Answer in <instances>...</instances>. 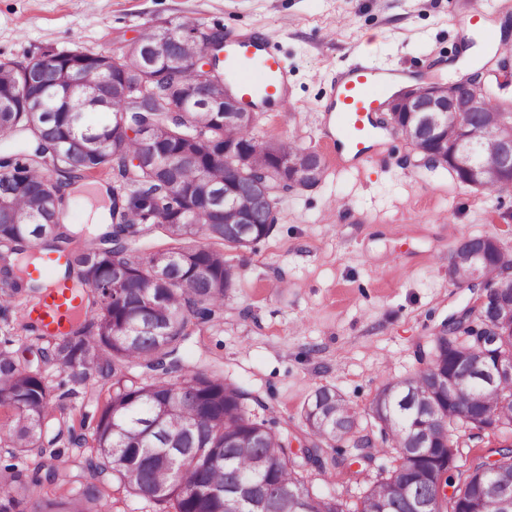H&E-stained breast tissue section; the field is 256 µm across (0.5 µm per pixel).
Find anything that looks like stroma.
Wrapping results in <instances>:
<instances>
[{"label": "stroma", "instance_id": "35a3bbf8", "mask_svg": "<svg viewBox=\"0 0 512 512\" xmlns=\"http://www.w3.org/2000/svg\"><path fill=\"white\" fill-rule=\"evenodd\" d=\"M159 21L265 33L290 71L295 107L257 113L254 135L312 149L325 165L318 185L280 194L267 238L225 249L235 286L223 315L196 329L181 357L244 386L253 417L291 440L318 387L367 409L383 384L418 368L449 316L474 304L448 278L458 244L489 237L512 255V188L485 191L416 165L389 126L344 157L326 133L339 120L324 109L331 80L363 52L412 85L479 67L498 74L495 95L512 112V73H499L490 49L512 42V0H0V60L24 65L50 46L118 54ZM22 307L0 301V336L90 433L104 390L42 362L47 340L23 328Z\"/></svg>", "mask_w": 512, "mask_h": 512}]
</instances>
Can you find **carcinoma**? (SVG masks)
Returning <instances> with one entry per match:
<instances>
[{"mask_svg":"<svg viewBox=\"0 0 512 512\" xmlns=\"http://www.w3.org/2000/svg\"><path fill=\"white\" fill-rule=\"evenodd\" d=\"M194 27L149 26L139 45L120 55L60 50L25 67L0 60V133L23 132L37 144L32 154L0 162V299L24 291L33 304L41 301V285L16 273L13 255L36 247L66 257L64 280L82 288L85 320L54 335L44 358L70 370L75 384L97 379L107 388L91 438L69 434V443L90 450L95 480L59 500L43 499L39 473L45 468L54 475L60 453L50 446L62 432L46 448L41 440L59 399L40 374L19 364L9 345L0 346V407L9 421L5 447L14 457L42 459L31 473L15 465L0 470V512H106L114 483L158 505L159 512H500L498 492L512 491V445L497 450L494 474L482 458L465 468L459 461L466 441L498 433L489 415H498L512 433V382L476 386L465 369L480 372L499 358L512 360V326L489 317L493 302L512 300V288L484 289L489 301L448 318L428 363L377 392L367 412L377 431L362 427L360 415L336 390L318 388L302 412L305 436L298 453L266 422L251 418L250 394L240 384L176 358L192 326L224 312L235 281L224 248L248 249L271 233L276 196L268 189H288L285 165L298 158L324 174L317 153L292 142H260L253 125L228 123L222 112H171V100L163 97L132 103L124 116L118 112L123 79L149 78L142 50L162 36L172 54L186 60L168 81L186 87L198 81L187 63L197 51L188 37ZM65 70L97 86L112 107L87 105L76 93L65 101L66 90L57 83ZM35 93L50 98L46 111L32 114L27 108ZM503 112L488 97L484 111L466 112L440 130H417L394 113L390 120L424 151L442 140L451 150L467 137L490 162L512 139V126L503 128L502 138L483 134ZM122 123L165 128V159L197 158L198 165L178 168L181 196H171L162 164H126L125 157L142 155L147 146L126 136ZM93 141L107 143L106 149H78ZM220 147L233 155L215 157ZM49 162L69 174L108 167L118 172L126 193L121 199L112 192L111 230L100 245L70 247L74 235L62 224L68 183L45 172ZM232 166L267 172L262 187L245 178L234 182L231 206L249 214V224L224 223V177ZM202 167L213 180L208 195L197 187ZM480 188H501L499 171L484 169ZM150 227L164 243L143 256L130 254V244ZM159 253L169 257L161 271L152 259ZM168 402L177 411L155 424L156 410ZM459 425L468 431L465 440L456 434ZM328 441L348 444L367 465L391 461L374 474L353 472L364 489L352 507L308 480L310 469L323 468Z\"/></svg>","mask_w":512,"mask_h":512,"instance_id":"1","label":"carcinoma"}]
</instances>
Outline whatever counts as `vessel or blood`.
<instances>
[{
  "instance_id": "1",
  "label": "vessel or blood",
  "mask_w": 512,
  "mask_h": 512,
  "mask_svg": "<svg viewBox=\"0 0 512 512\" xmlns=\"http://www.w3.org/2000/svg\"><path fill=\"white\" fill-rule=\"evenodd\" d=\"M224 73L238 88L241 100L260 112H286L292 105L290 73L266 38L255 33L232 30L224 35ZM385 69L364 60L339 73L332 86L330 111L341 113L339 128L343 142L362 146L372 136L371 118L381 109L375 92L384 84ZM54 260L36 269L47 283V297L34 313L49 331L67 328L80 311L72 286L54 277Z\"/></svg>"
}]
</instances>
